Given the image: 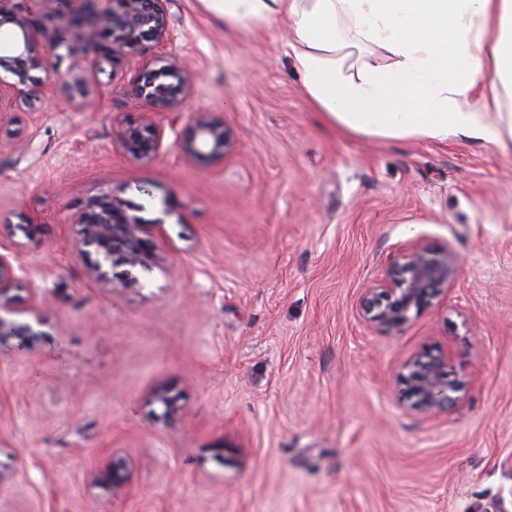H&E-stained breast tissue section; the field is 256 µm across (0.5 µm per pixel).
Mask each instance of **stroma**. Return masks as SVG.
<instances>
[{
	"instance_id": "35a3bbf8",
	"label": "stroma",
	"mask_w": 512,
	"mask_h": 512,
	"mask_svg": "<svg viewBox=\"0 0 512 512\" xmlns=\"http://www.w3.org/2000/svg\"><path fill=\"white\" fill-rule=\"evenodd\" d=\"M13 7L66 46L36 111L0 100V130L23 131L0 139V239L42 298L41 336L0 346V512H512V151L341 136L304 100L284 25L167 0L166 54L195 71L183 116L224 117L237 146L200 165L160 113L159 155L134 161L115 145L146 117L134 74L94 26ZM110 192L147 221L170 211L165 270L114 296L71 250ZM409 242L463 266L389 336L359 299ZM424 354L448 359V412L408 409L401 365ZM114 451L131 495L91 483Z\"/></svg>"
}]
</instances>
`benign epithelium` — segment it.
I'll return each mask as SVG.
<instances>
[{"instance_id":"1","label":"benign epithelium","mask_w":512,"mask_h":512,"mask_svg":"<svg viewBox=\"0 0 512 512\" xmlns=\"http://www.w3.org/2000/svg\"><path fill=\"white\" fill-rule=\"evenodd\" d=\"M12 0H0V29L13 32L14 49L0 56V88L13 91L14 105L32 112L38 97L23 85L32 83L42 96L53 93L59 75L51 51L55 41L51 32L33 27L14 11ZM166 0H107V7L96 17L98 53L115 66L133 63L131 54L149 46L162 53L171 40L165 7ZM11 74L18 84H8L1 73ZM195 74L180 60L151 68L143 63L138 70L135 92L149 112L145 121L121 130L120 150L134 160H150L163 146L165 130L151 115L174 112L189 96ZM180 148L194 161L210 165L224 163L236 148L233 129L221 116L197 112L182 134ZM83 227L75 241V254L85 264L87 278L110 294L141 286L140 274L162 268L164 257L159 245L164 221L146 224L137 215L127 213L112 197L90 201L77 216ZM122 268L119 273L116 268ZM22 267L16 264L14 244L0 239V312L37 316V293L25 297L12 294L22 281ZM459 261L450 253H437L414 243L404 248L390 265L385 277L365 289L360 308L367 321L387 335L401 331L412 311L433 306L438 287L454 282ZM42 335L29 321L0 315V344L13 340L29 342ZM410 400L409 410L421 414L448 411L457 399L448 383V360L426 354L402 365ZM132 462L117 453L103 458L92 473L93 483L112 490V494L130 495L137 490Z\"/></svg>"}]
</instances>
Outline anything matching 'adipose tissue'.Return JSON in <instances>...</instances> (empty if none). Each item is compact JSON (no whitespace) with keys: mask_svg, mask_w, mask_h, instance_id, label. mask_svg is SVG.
I'll list each match as a JSON object with an SVG mask.
<instances>
[{"mask_svg":"<svg viewBox=\"0 0 512 512\" xmlns=\"http://www.w3.org/2000/svg\"><path fill=\"white\" fill-rule=\"evenodd\" d=\"M202 2L229 27L287 23L304 97L336 133L512 149V0Z\"/></svg>","mask_w":512,"mask_h":512,"instance_id":"adipose-tissue-1","label":"adipose tissue"}]
</instances>
